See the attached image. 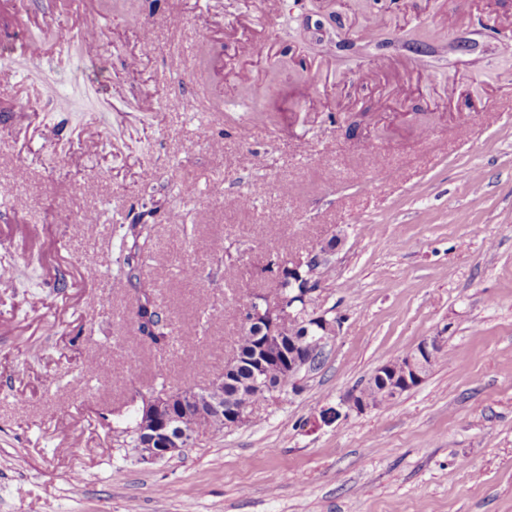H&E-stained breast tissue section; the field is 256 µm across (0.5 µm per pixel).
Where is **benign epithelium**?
I'll use <instances>...</instances> for the list:
<instances>
[{"instance_id": "1", "label": "benign epithelium", "mask_w": 512, "mask_h": 512, "mask_svg": "<svg viewBox=\"0 0 512 512\" xmlns=\"http://www.w3.org/2000/svg\"><path fill=\"white\" fill-rule=\"evenodd\" d=\"M338 247L334 239L320 245L307 262L313 266L327 263ZM293 312L287 302H266L252 299L244 312V323L257 338V347L252 362L254 373L249 385L263 397L278 393L276 387L265 378L263 370L270 364L288 372L295 378L291 390H299L300 376L309 371L313 360L333 342L336 336V321L325 315L315 316L322 324L320 333L296 337L289 330V317ZM441 340L433 336L422 340L410 354L390 360L377 368L375 374L385 379L392 378L395 386L392 398L420 385L424 380L426 362L437 357ZM135 400L142 402L136 430L137 459L143 463L172 457L193 445L208 432L212 419L224 421V428L235 429L248 421V414L238 410L224 400V376H218L203 388L181 390H154L138 394ZM374 408V403L361 398L355 390L345 395L340 402L322 414L323 421L330 423L347 418L351 413H362Z\"/></svg>"}]
</instances>
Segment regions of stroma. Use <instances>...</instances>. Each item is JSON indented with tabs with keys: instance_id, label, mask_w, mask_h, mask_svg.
I'll return each instance as SVG.
<instances>
[{
	"instance_id": "stroma-1",
	"label": "stroma",
	"mask_w": 512,
	"mask_h": 512,
	"mask_svg": "<svg viewBox=\"0 0 512 512\" xmlns=\"http://www.w3.org/2000/svg\"><path fill=\"white\" fill-rule=\"evenodd\" d=\"M56 2L0 0V512H512V0ZM202 88L221 106L186 109ZM130 224L164 350L119 273ZM332 237L339 327L300 390L138 462L132 396L223 374L267 259ZM429 336L421 385L320 422ZM130 233L133 238V247L137 252L125 259V264L130 267L132 260L150 249L152 242V228L148 224H131ZM138 290L142 292L145 304L139 306V324L138 331L142 337L155 345L158 349H164L168 344V332H166V324L162 321L159 314L150 308L148 304L149 293L147 290L142 291V285L138 282Z\"/></svg>"
}]
</instances>
